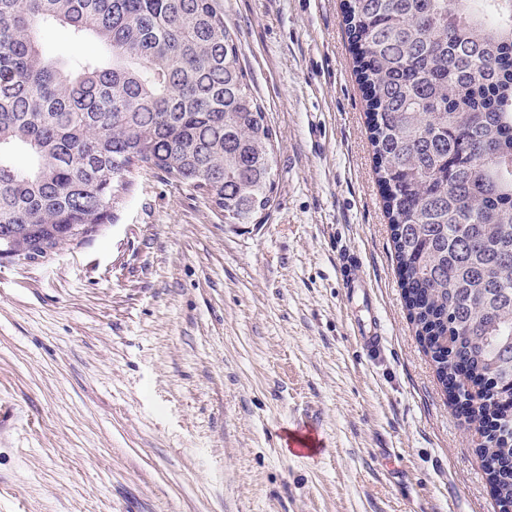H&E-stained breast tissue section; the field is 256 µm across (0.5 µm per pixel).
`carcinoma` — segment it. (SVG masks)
I'll use <instances>...</instances> for the list:
<instances>
[{"instance_id": "cac0c4a2", "label": "carcinoma", "mask_w": 512, "mask_h": 512, "mask_svg": "<svg viewBox=\"0 0 512 512\" xmlns=\"http://www.w3.org/2000/svg\"><path fill=\"white\" fill-rule=\"evenodd\" d=\"M344 21L410 318L512 512V0H347ZM52 22L100 53L53 60ZM241 57L214 0H0V251L90 235L146 170L251 223L273 134Z\"/></svg>"}]
</instances>
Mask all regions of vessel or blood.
I'll list each match as a JSON object with an SVG mask.
<instances>
[{"label":"vessel or blood","instance_id":"b4317fda","mask_svg":"<svg viewBox=\"0 0 512 512\" xmlns=\"http://www.w3.org/2000/svg\"><path fill=\"white\" fill-rule=\"evenodd\" d=\"M340 268L344 273L343 288L346 298H357L362 302L361 315L352 320L357 341L371 356H380L384 351L381 317L373 302L370 280L354 255L343 254Z\"/></svg>","mask_w":512,"mask_h":512}]
</instances>
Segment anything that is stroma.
Masks as SVG:
<instances>
[{
  "label": "stroma",
  "instance_id": "obj_1",
  "mask_svg": "<svg viewBox=\"0 0 512 512\" xmlns=\"http://www.w3.org/2000/svg\"><path fill=\"white\" fill-rule=\"evenodd\" d=\"M216 3L273 132L271 203L228 224L143 171L93 235L0 258V512H497L409 320L342 0ZM346 249L380 363L348 325ZM339 265L344 272L343 288L347 301L358 298L362 302L364 318L357 316L351 319L357 341L372 357H379L384 352L383 333L370 280L354 255L344 253Z\"/></svg>",
  "mask_w": 512,
  "mask_h": 512
}]
</instances>
